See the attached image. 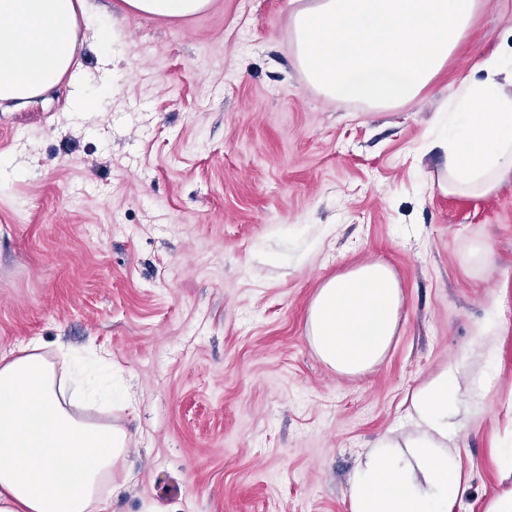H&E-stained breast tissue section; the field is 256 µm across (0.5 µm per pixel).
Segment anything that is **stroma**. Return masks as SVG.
<instances>
[{
    "instance_id": "obj_1",
    "label": "stroma",
    "mask_w": 512,
    "mask_h": 512,
    "mask_svg": "<svg viewBox=\"0 0 512 512\" xmlns=\"http://www.w3.org/2000/svg\"><path fill=\"white\" fill-rule=\"evenodd\" d=\"M116 2L77 50L97 111L66 82L0 105V355L31 339L110 353L132 399L112 419L134 433L112 512H349L357 468L414 431L410 397L443 370L456 512H483L512 486V182L441 194L424 147L457 85L512 52V0H480L443 71L390 110L308 82L290 0L184 20ZM481 240L490 262L463 264ZM375 259L403 287L399 334L342 376L307 311L323 280Z\"/></svg>"
}]
</instances>
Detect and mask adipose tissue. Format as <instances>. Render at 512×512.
Masks as SVG:
<instances>
[{
    "label": "adipose tissue",
    "instance_id": "1",
    "mask_svg": "<svg viewBox=\"0 0 512 512\" xmlns=\"http://www.w3.org/2000/svg\"><path fill=\"white\" fill-rule=\"evenodd\" d=\"M212 0H121L125 13L189 19ZM296 54L309 82L330 97L392 109L416 100L444 69L478 0H297ZM92 0H0V100L23 106L78 82L81 24ZM486 78L460 82L434 146L445 195L490 196L512 180V65L483 62ZM404 305L392 266L366 261L324 280L307 336L336 373H366L387 356ZM84 359L31 340L0 355V512H110L115 468L132 441L126 426L84 411L114 397ZM447 372L411 397L418 430L379 438L357 469L350 512H455L463 488L447 444L459 429Z\"/></svg>",
    "mask_w": 512,
    "mask_h": 512
}]
</instances>
